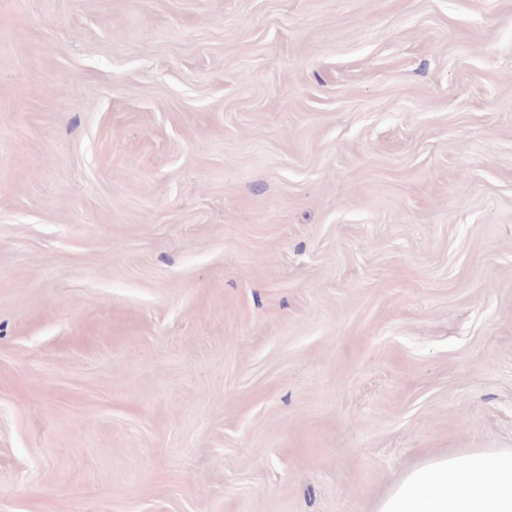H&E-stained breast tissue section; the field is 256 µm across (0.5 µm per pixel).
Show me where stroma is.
<instances>
[{
  "mask_svg": "<svg viewBox=\"0 0 512 512\" xmlns=\"http://www.w3.org/2000/svg\"><path fill=\"white\" fill-rule=\"evenodd\" d=\"M452 448H512V0H0V512Z\"/></svg>",
  "mask_w": 512,
  "mask_h": 512,
  "instance_id": "35a3bbf8",
  "label": "stroma"
}]
</instances>
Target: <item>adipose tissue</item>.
I'll return each mask as SVG.
<instances>
[{"label":"adipose tissue","mask_w":512,"mask_h":512,"mask_svg":"<svg viewBox=\"0 0 512 512\" xmlns=\"http://www.w3.org/2000/svg\"><path fill=\"white\" fill-rule=\"evenodd\" d=\"M371 512H512V448H460L424 456Z\"/></svg>","instance_id":"1"}]
</instances>
